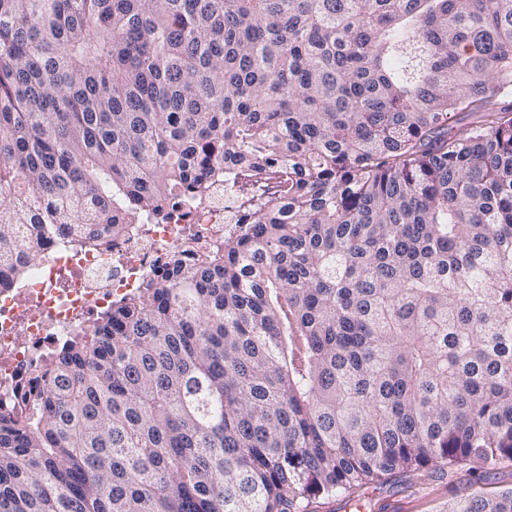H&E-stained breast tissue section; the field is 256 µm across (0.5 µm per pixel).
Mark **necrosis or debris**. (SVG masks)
<instances>
[{"instance_id": "1", "label": "necrosis or debris", "mask_w": 512, "mask_h": 512, "mask_svg": "<svg viewBox=\"0 0 512 512\" xmlns=\"http://www.w3.org/2000/svg\"><path fill=\"white\" fill-rule=\"evenodd\" d=\"M233 182V172H226L209 201L177 202L181 220L133 224L109 244L85 245L60 232L43 235L25 278L0 285V414L31 411L37 393L32 372L98 315L160 276L167 251L185 250L192 264L223 245L225 233L246 232L235 221Z\"/></svg>"}]
</instances>
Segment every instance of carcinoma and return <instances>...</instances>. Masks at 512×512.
Instances as JSON below:
<instances>
[{"instance_id":"1","label":"carcinoma","mask_w":512,"mask_h":512,"mask_svg":"<svg viewBox=\"0 0 512 512\" xmlns=\"http://www.w3.org/2000/svg\"><path fill=\"white\" fill-rule=\"evenodd\" d=\"M225 167L283 197L35 371L0 512H305L512 460V0H0L1 271Z\"/></svg>"}]
</instances>
